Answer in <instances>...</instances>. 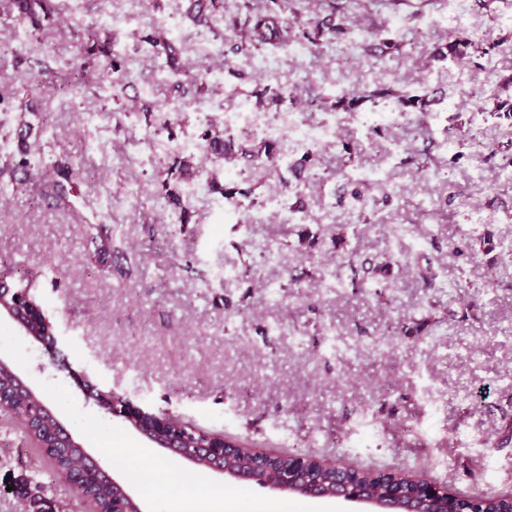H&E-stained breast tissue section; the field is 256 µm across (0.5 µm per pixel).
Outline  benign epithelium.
Segmentation results:
<instances>
[{
	"mask_svg": "<svg viewBox=\"0 0 512 512\" xmlns=\"http://www.w3.org/2000/svg\"><path fill=\"white\" fill-rule=\"evenodd\" d=\"M7 309V317L23 331L30 324L47 318L44 309L36 304L25 312L17 311L11 305ZM68 373L79 379L86 400L126 423L135 422L133 429L153 447L161 448L196 467L204 466L208 471L224 477V480L238 485H257L287 497L340 499L356 504L366 512H440L442 498L448 496V490L439 484L416 476L406 477L392 470L379 474L382 488L373 490L357 481L353 469L343 466L336 467V486L330 493L320 472V469L330 467V463L313 456L292 457L285 471L273 470L261 456L249 469L231 468L227 465V459L241 448V443L222 435H208L197 443L186 445L177 433L167 428L166 417L130 399L118 397L107 400L97 385L79 378L76 370L70 369ZM81 457L86 468L94 471L99 480L112 484V488L118 492L115 512H144L139 500L126 485L111 476L87 450H82Z\"/></svg>",
	"mask_w": 512,
	"mask_h": 512,
	"instance_id": "benign-epithelium-1",
	"label": "benign epithelium"
}]
</instances>
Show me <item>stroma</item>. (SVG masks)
Masks as SVG:
<instances>
[{
    "label": "stroma",
    "instance_id": "35a3bbf8",
    "mask_svg": "<svg viewBox=\"0 0 512 512\" xmlns=\"http://www.w3.org/2000/svg\"><path fill=\"white\" fill-rule=\"evenodd\" d=\"M49 0L48 11L0 21V36L21 29L25 42L0 68V155L31 147L24 169L0 171V260L28 285L67 344L63 366L9 319H0V358L53 409L64 427L139 498L145 512H172L195 473L202 488L223 489L233 512L255 503L277 512H349L341 502L287 498L239 486L174 458L119 419L86 401L69 369L210 432L276 454L312 455L357 468L403 470L454 492L512 494V0H458L465 25L429 26L448 0H302L300 20L316 24L292 54L271 47L232 53L229 18L193 19V0ZM360 18L362 29L331 42L330 14ZM209 33L219 59L194 97L178 87L193 69V41ZM396 41L381 53L379 37ZM174 42V59L155 55L154 40ZM321 53H313V44ZM123 53L113 84L97 64ZM66 73L71 96L50 78ZM323 86L325 99L302 93L281 111L307 121L369 113L349 109L335 88L385 84L431 103L419 135L406 126L361 125L315 146L308 185L294 179L289 154L252 176L225 177L224 161L204 137L224 132L240 104L264 112V90L283 83ZM186 160L199 191L164 188L159 170ZM380 166L386 189L368 186L353 204L336 167ZM73 169L68 204L53 183L56 166ZM242 195L224 204L225 190ZM390 202H383L382 194ZM269 223L251 218L269 197ZM428 201L437 217L420 249L437 256V286L391 268L382 296L357 290L374 281L362 269L393 251V224L418 220ZM114 230L97 260L86 227ZM324 247H310L311 237ZM337 293L323 295L319 271L346 259ZM236 277L220 278L225 260ZM300 287L290 288L293 276ZM334 326L349 342L337 352ZM164 476L146 484L150 467ZM26 475L61 512H88L0 411V483Z\"/></svg>",
    "mask_w": 512,
    "mask_h": 512
}]
</instances>
